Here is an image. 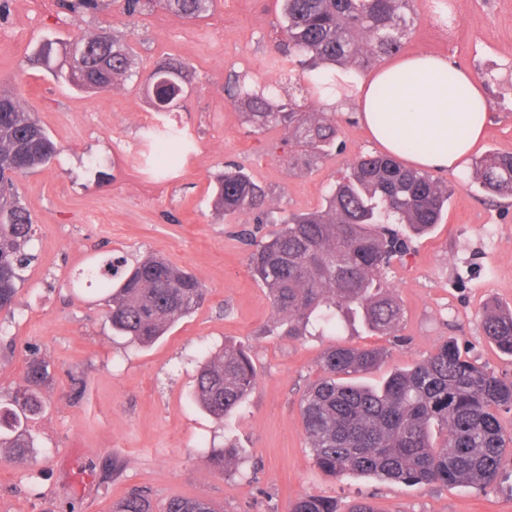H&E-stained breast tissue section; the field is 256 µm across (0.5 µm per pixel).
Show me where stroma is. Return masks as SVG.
Returning <instances> with one entry per match:
<instances>
[{
    "label": "stroma",
    "mask_w": 512,
    "mask_h": 512,
    "mask_svg": "<svg viewBox=\"0 0 512 512\" xmlns=\"http://www.w3.org/2000/svg\"><path fill=\"white\" fill-rule=\"evenodd\" d=\"M458 19L440 27L433 0H417L402 54L448 57L480 80L489 103L482 142L448 184V209L409 253L393 260L385 282L403 310L398 331L373 335L349 327L333 336L283 335L268 294L253 278L242 230L265 239L278 218L320 208L330 187L359 156L379 154L356 112H336V145L308 169L293 167L295 144L283 131L258 130L224 90L230 75L261 86H284L271 69L280 22L279 0H213L188 19L162 6L130 16L120 4L98 14L8 0L0 32H18L0 50V89L17 90L62 149L16 189L34 222L36 257L11 311L0 312V396L25 387L30 357L44 360L49 378L39 392L44 412L32 419V457L0 459V512H112L137 489L155 506L173 497L211 501L218 512H288L303 495L355 501L375 512H512V487L420 486L348 475L330 477L316 465L300 404L321 376L320 362L335 345L378 348L387 358L365 374L388 372L434 354L448 340L484 369L512 375V356L490 343L481 311L512 309V197L487 195L474 164L491 152L512 153V0H447ZM89 33L128 41L141 71L172 60L193 76L185 105L159 115V124L192 139L174 169L161 172L152 153L129 154L146 141L137 120L150 105L139 79L104 93L80 92L27 63L45 38L70 43ZM243 167L268 193L274 223L249 212L213 208L214 176ZM160 256L192 273L206 300L158 342L138 348L113 335L105 293L85 276L97 258L128 263ZM243 346L256 367L247 402L224 421L191 400L206 352ZM232 444L233 470L218 473L207 448Z\"/></svg>",
    "instance_id": "35a3bbf8"
}]
</instances>
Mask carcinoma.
<instances>
[{"label": "carcinoma", "mask_w": 512, "mask_h": 512, "mask_svg": "<svg viewBox=\"0 0 512 512\" xmlns=\"http://www.w3.org/2000/svg\"><path fill=\"white\" fill-rule=\"evenodd\" d=\"M112 0H68L71 11H103ZM211 0H124L133 15L161 4L183 17H201ZM415 0H281L282 23L273 63L317 72L311 88L330 86L328 70L353 69L360 75L383 55L398 53ZM73 49L86 50L68 68L51 65L48 40L28 57L33 68H47L56 78L82 91L109 92L133 71L134 52L126 41L108 34L82 36ZM228 92L245 109L246 121L260 130L280 127L299 147L294 164L311 166L333 146L337 128L324 112H306L289 94L268 87L254 90L239 76ZM169 136L160 163L174 164ZM60 147L36 113L11 93L0 90V311L11 310L22 272L34 259L29 252L33 225L20 204L15 177L49 164ZM474 179L488 193L512 196V155L488 153L475 163ZM448 185L433 175L407 168L395 159L365 155L353 161L325 199V205L291 213L268 241L255 245L249 265L266 289L288 336L308 329L334 334L343 323L358 322L369 333L398 330L402 310L384 282L395 257L412 239L439 223L448 206ZM267 193L249 173L235 168L217 176L214 207L221 213L254 212L269 221ZM118 269L108 259L86 276L107 291L106 317L112 332L139 346H149L175 322L191 316L205 289L191 273L169 261L148 257L112 283ZM485 336L512 355V309L485 308ZM381 350L333 346L323 356L322 376L306 394L304 430L319 469L341 477L358 474L409 485L494 484L512 464V435L505 434L500 413L512 411V378L497 376L463 356L447 341L427 360L396 369L378 387L352 381L383 362ZM48 378L46 363L27 365V387L0 400V449L7 460L29 457L34 437L25 422L42 410L36 388ZM256 380L250 355L226 344L204 359L192 392L193 402L218 420L239 409ZM238 449L209 452L207 463L220 473L236 463ZM112 512H154L151 500L131 492ZM162 512H217L204 499L173 497ZM290 512H336V503L315 495L294 501Z\"/></svg>", "instance_id": "cac0c4a2"}]
</instances>
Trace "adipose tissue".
Masks as SVG:
<instances>
[{
  "mask_svg": "<svg viewBox=\"0 0 512 512\" xmlns=\"http://www.w3.org/2000/svg\"><path fill=\"white\" fill-rule=\"evenodd\" d=\"M320 98L335 111L356 112L384 153L420 170L459 169L488 125L483 84L465 71L449 75L446 58L425 52L357 79L348 96Z\"/></svg>",
  "mask_w": 512,
  "mask_h": 512,
  "instance_id": "ef3b65f1",
  "label": "adipose tissue"
}]
</instances>
